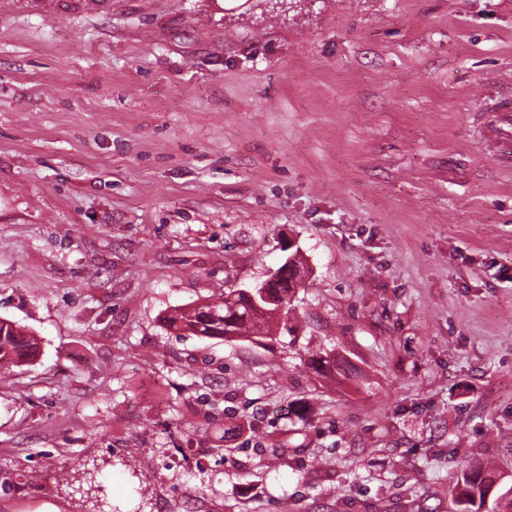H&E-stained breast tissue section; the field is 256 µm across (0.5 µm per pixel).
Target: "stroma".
Segmentation results:
<instances>
[{
    "label": "stroma",
    "instance_id": "35a3bbf8",
    "mask_svg": "<svg viewBox=\"0 0 512 512\" xmlns=\"http://www.w3.org/2000/svg\"><path fill=\"white\" fill-rule=\"evenodd\" d=\"M508 91L512 0H0V512L511 491ZM291 255L274 346L163 326ZM37 342L14 322L0 319V369L35 356ZM489 482H492V480L488 479L480 469L461 463L459 474L456 477L458 489V495L455 500L458 506L456 511L479 512V510H472L470 507H475L477 500L479 501V508L484 505Z\"/></svg>",
    "mask_w": 512,
    "mask_h": 512
}]
</instances>
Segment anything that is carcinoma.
I'll return each mask as SVG.
<instances>
[{"mask_svg": "<svg viewBox=\"0 0 512 512\" xmlns=\"http://www.w3.org/2000/svg\"><path fill=\"white\" fill-rule=\"evenodd\" d=\"M262 301L260 291L253 288L230 289L217 304H203L191 308H176L164 318V325L180 335L246 338L258 343L273 344L279 327L254 307ZM37 342L14 322L0 319V369L17 365L35 356ZM484 473L465 463L460 464L456 477L457 512H474L472 507L484 505L487 485Z\"/></svg>", "mask_w": 512, "mask_h": 512, "instance_id": "1", "label": "carcinoma"}]
</instances>
